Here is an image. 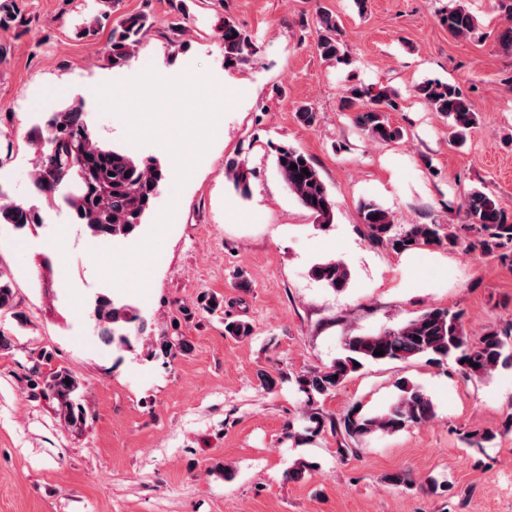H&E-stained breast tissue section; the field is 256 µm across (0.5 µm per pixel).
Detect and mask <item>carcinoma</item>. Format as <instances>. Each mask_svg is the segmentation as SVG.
Masks as SVG:
<instances>
[{
	"label": "carcinoma",
	"mask_w": 512,
	"mask_h": 512,
	"mask_svg": "<svg viewBox=\"0 0 512 512\" xmlns=\"http://www.w3.org/2000/svg\"><path fill=\"white\" fill-rule=\"evenodd\" d=\"M500 9L511 19L497 34L500 46L512 50V0H498ZM118 0H93L89 14L78 35H96L100 21L108 18ZM149 17L144 13L120 15L112 27L107 56L114 65L128 63L140 45ZM440 22L454 37L468 36L479 27L476 15L453 0V5L440 15ZM23 23L15 0L0 3V28ZM224 61L244 64L256 49L237 25L224 20L221 34ZM316 48L327 63H349L336 17L326 9L319 11ZM418 94L435 112L448 118L452 138L459 144L478 125L479 113L460 88L438 80H430L417 88ZM342 109L353 113L354 122L371 139L392 142L403 132L391 125L388 112L398 107L395 92L353 84L342 98ZM41 152V162L33 185L46 203L55 201L51 184L59 182L57 192L72 210L77 223L85 225L91 235L105 241H119L135 235L151 210L161 182L162 169L140 162L129 153L105 149L92 137L82 110L71 106L52 113L47 123V136L31 142ZM296 168H291V165ZM276 167L289 193L315 218L319 226L334 221L335 201L309 156L295 147L279 148ZM310 175H305V172ZM225 174L241 194L249 192V171L239 161L226 162ZM464 224L395 223L392 212L373 200L359 205V217L368 240L386 246L396 253L437 247L455 251L464 248L480 251L501 262H512V214L485 187H474L464 194L459 207ZM41 223L38 210L18 202L0 190V224L24 230ZM310 275L328 288L341 290L350 280V269L339 259L312 266ZM15 290L10 276L0 269V312L15 311ZM92 316L101 340L119 350L132 347L136 336L144 334L147 323L138 308L107 294L96 297ZM383 355H374V350ZM425 357L434 363L452 359L467 378L483 379L501 369L512 368V326L501 331H487L473 338L464 328L462 312L449 308L428 309L416 317L377 333L350 336L344 355L324 370L304 373L298 385L313 397L327 395L352 373L368 362L409 360ZM27 383L32 395L52 405L65 424L79 427L86 423V410L77 397L76 377L62 367L44 372L31 369ZM398 395L385 410L369 413L355 406L339 419L330 420L335 430L351 438H369L376 434H394L411 425L426 423L435 416L431 399L409 380L397 384Z\"/></svg>",
	"instance_id": "obj_1"
}]
</instances>
